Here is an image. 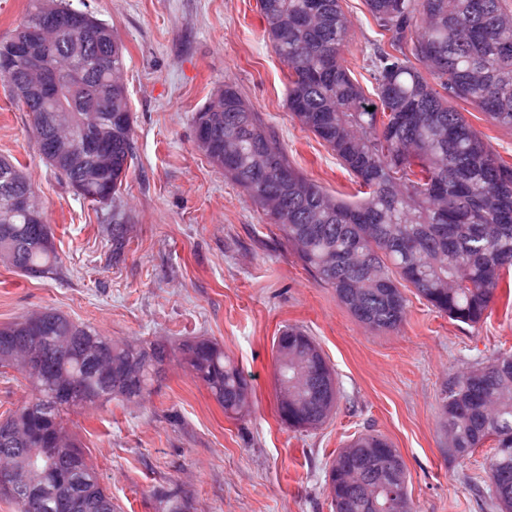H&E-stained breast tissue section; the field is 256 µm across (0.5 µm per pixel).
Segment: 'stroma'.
Returning <instances> with one entry per match:
<instances>
[{
  "label": "stroma",
  "mask_w": 512,
  "mask_h": 512,
  "mask_svg": "<svg viewBox=\"0 0 512 512\" xmlns=\"http://www.w3.org/2000/svg\"><path fill=\"white\" fill-rule=\"evenodd\" d=\"M112 28L124 47L135 158L115 200L74 194L46 165L28 116L0 80V158L19 161L53 229L61 263L41 278L0 262V325L54 309L103 335L171 352L150 396L63 418L112 496L114 512H162L158 490L190 512H332L325 475L358 434L384 435L400 453L414 512H481L484 449L448 456L436 404L479 357L512 351V306L498 298L483 322L449 320L406 287L398 331L358 322L305 269L239 187L196 145L192 114L234 85L290 160L335 195L356 186L335 153L292 119L288 68L263 35L257 0H69ZM344 48L366 96L367 57L379 38L365 0H342ZM123 224L126 258L111 260L105 228ZM296 325L333 367L341 396L326 424L296 432L277 415L273 343ZM196 336L212 339L252 386L242 417L225 415L180 360Z\"/></svg>",
  "instance_id": "obj_1"
}]
</instances>
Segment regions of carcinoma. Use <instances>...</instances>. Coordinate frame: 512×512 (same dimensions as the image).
<instances>
[{"instance_id": "cac0c4a2", "label": "carcinoma", "mask_w": 512, "mask_h": 512, "mask_svg": "<svg viewBox=\"0 0 512 512\" xmlns=\"http://www.w3.org/2000/svg\"><path fill=\"white\" fill-rule=\"evenodd\" d=\"M381 42L370 54L375 99L353 81L343 56L350 20L341 0H259L264 37L288 66L287 107L356 179L358 195H332L288 160L259 113L232 85L193 115L194 127L222 152L198 144L277 226L303 266L332 288L353 317L377 332L399 329L407 315L406 284L448 319L477 324L488 316L504 273L512 270V163L496 155L459 110L464 103L512 131V3L509 0H365ZM66 17L69 32L53 44L49 66L59 74L57 97H22L19 60L0 70L14 103L42 118L38 141L46 164L91 202L117 196L134 156V127L125 86L109 81L103 63L124 68L117 40H83V12L64 0H30L22 22L0 38V52L25 35L45 10ZM70 111L75 148L94 167L92 179L65 166L47 147L55 105ZM34 195L30 177L0 158V259L33 277L54 273L60 259L47 223L31 224L12 207ZM112 262L129 239L123 224L107 229ZM276 369L288 378V413L296 431L326 423L337 402L320 396L315 340L299 327L277 337ZM181 360L224 413L240 415L251 401L243 372L209 339L182 344ZM165 346L102 336L45 309L0 327V373L18 371L30 397L0 420V474L23 485L5 489L15 512H59L82 498L88 512H114L112 496L89 464L60 411L143 400L164 361ZM448 457L465 460L489 446L479 489L497 512H512V353L476 361L448 381L438 402ZM326 478L332 512H413L397 449L379 433H362L336 454Z\"/></svg>"}]
</instances>
